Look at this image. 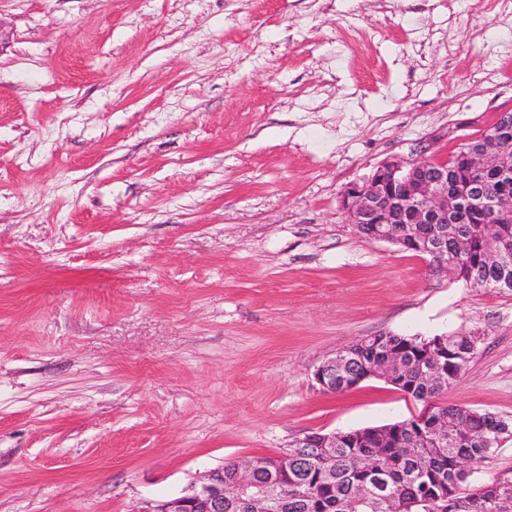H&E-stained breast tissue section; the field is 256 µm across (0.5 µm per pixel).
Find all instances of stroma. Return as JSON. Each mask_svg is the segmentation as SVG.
<instances>
[{
    "label": "stroma",
    "mask_w": 512,
    "mask_h": 512,
    "mask_svg": "<svg viewBox=\"0 0 512 512\" xmlns=\"http://www.w3.org/2000/svg\"><path fill=\"white\" fill-rule=\"evenodd\" d=\"M506 110L512 0H0V512L419 416L314 378L382 332L478 335L438 401L512 418V292L338 211Z\"/></svg>",
    "instance_id": "obj_1"
}]
</instances>
